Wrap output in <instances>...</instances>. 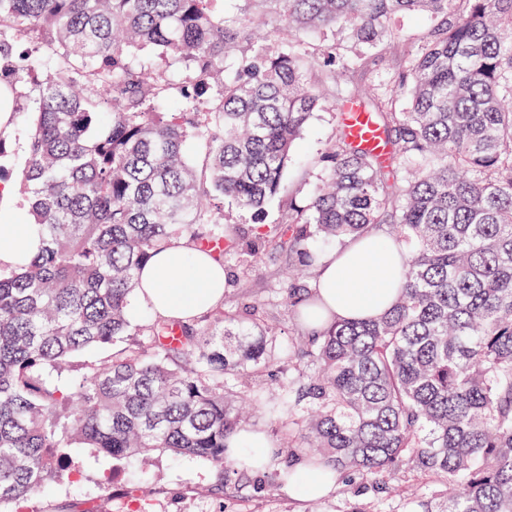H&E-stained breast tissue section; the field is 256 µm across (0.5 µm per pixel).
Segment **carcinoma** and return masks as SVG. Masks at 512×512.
<instances>
[{
	"label": "carcinoma",
	"instance_id": "carcinoma-1",
	"mask_svg": "<svg viewBox=\"0 0 512 512\" xmlns=\"http://www.w3.org/2000/svg\"><path fill=\"white\" fill-rule=\"evenodd\" d=\"M216 0H0V86L30 103L20 179L40 250L0 272V512L49 487L63 449L193 456L219 479L273 485L227 453L260 413L293 460L349 477L342 512H373L388 477L425 480L410 512H512V0H242L297 32L341 27L370 50L392 16L434 24L393 84L350 91L323 53L322 88L267 15ZM353 100L390 147L340 131L306 209L271 227L296 255L286 304L317 314L316 240L386 228L412 253L381 317L295 338L278 377L266 320L218 307L187 323L127 308L143 263L174 237L221 262L228 200L262 221L313 113ZM196 141L202 167L187 156ZM144 332L147 351L129 343ZM113 346L76 372L71 358ZM272 390H244L254 375Z\"/></svg>",
	"mask_w": 512,
	"mask_h": 512
}]
</instances>
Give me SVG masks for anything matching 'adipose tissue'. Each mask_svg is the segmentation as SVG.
I'll return each mask as SVG.
<instances>
[{
	"label": "adipose tissue",
	"instance_id": "ef3b65f1",
	"mask_svg": "<svg viewBox=\"0 0 512 512\" xmlns=\"http://www.w3.org/2000/svg\"><path fill=\"white\" fill-rule=\"evenodd\" d=\"M39 246V229L28 212L0 206V269L16 268ZM410 259L407 248L386 247L371 233L325 256L313 288L322 313L314 328L330 320H366L391 308ZM225 283L222 263L175 240L140 271L128 314L193 318L223 304Z\"/></svg>",
	"mask_w": 512,
	"mask_h": 512
}]
</instances>
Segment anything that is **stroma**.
I'll return each mask as SVG.
<instances>
[{
	"label": "stroma",
	"instance_id": "1",
	"mask_svg": "<svg viewBox=\"0 0 512 512\" xmlns=\"http://www.w3.org/2000/svg\"><path fill=\"white\" fill-rule=\"evenodd\" d=\"M428 26L429 19L423 14L391 19V40L380 51L361 54L360 64L347 74L350 87L361 90L396 80L408 55L421 48ZM287 41L298 44L312 57L327 45L335 46L345 60L357 54L347 31L341 28L298 36L275 22L266 26L268 47L276 49ZM340 127L338 111L316 112L293 150L279 194L266 206L264 223L281 222L289 206L302 207L309 202L325 174L322 156L336 140ZM28 128V114L15 109L10 129L0 133L8 151L1 182L17 185L29 147ZM292 262V257L274 241L256 255L240 250L224 255V267L231 274L224 310L245 320L254 302H261L280 354L301 331L300 323L283 301ZM60 466L62 478L51 482L50 494L32 497L30 512H307L309 507L300 492L289 491L280 482L279 473L286 468L281 460L267 470L269 480L275 483L273 492L254 497L231 486L223 493H214L216 472L210 465L191 458L175 459L162 452L127 461L97 455L87 448H72Z\"/></svg>",
	"mask_w": 512,
	"mask_h": 512
}]
</instances>
